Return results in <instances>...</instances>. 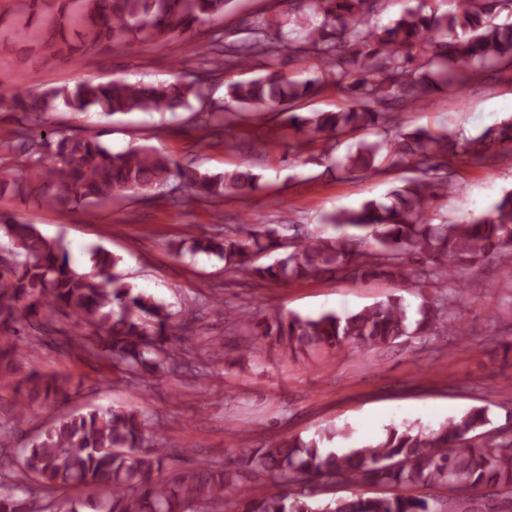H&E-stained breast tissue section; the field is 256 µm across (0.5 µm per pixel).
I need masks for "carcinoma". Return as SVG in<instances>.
I'll return each instance as SVG.
<instances>
[{"label": "carcinoma", "instance_id": "carcinoma-1", "mask_svg": "<svg viewBox=\"0 0 512 512\" xmlns=\"http://www.w3.org/2000/svg\"><path fill=\"white\" fill-rule=\"evenodd\" d=\"M231 0H22L42 25L36 34L15 30L73 64L96 53L154 41L195 25L223 19ZM304 5L283 20L259 21L233 58L207 59L201 74L208 82L181 75L167 83L84 80L41 93L27 90L0 104L25 117H39L58 100L74 113L91 110L107 116L131 112L192 110L197 126L216 135L231 134L226 113L257 108L285 115L286 127L304 139L288 151L315 140L327 152L348 137V152L336 158V173L367 175L386 166L408 168L415 176L393 189L388 201L368 200L360 208L334 211L323 223L334 233L294 226L283 239L282 224L226 228L209 236L170 243L181 255L215 256L224 274L270 284L342 276L356 282L388 279L419 290L454 288L416 309L390 296L359 311L316 317L266 314L248 326L237 311L225 319L244 329L240 349L265 345L289 356L335 357L369 352L404 336L426 342L469 332L456 314L471 269L483 264L512 265V190L487 212L452 224L433 223L434 201L453 189L448 159L466 156L483 162L512 149V121L460 138L444 128L400 129L393 103H413L442 88L460 86L497 68H512V0H450L439 11L418 0L391 24L366 26L379 0H294ZM266 59L263 72L225 84L224 98L213 95L215 75L227 65L245 69L251 57ZM312 59V77L290 80L282 57ZM332 85L349 95L339 112H298L300 99ZM194 189L214 204L247 195L260 176L246 166L231 174L201 172L151 146L113 152L96 138L58 130L17 129L0 140V195L34 197L47 206L91 209L116 200L159 199L156 190L172 181ZM0 233L13 246L0 265V374L13 373L19 349L14 338L30 327H50L64 335L55 348L80 351L107 361L130 387L164 375L197 374L200 365L172 342L167 306L124 281L119 258L104 249L91 256V269L79 273L58 240L43 236L30 222L0 210ZM91 328L76 339L54 324L58 317ZM72 379L31 371L15 381V420L29 418L37 401L68 397ZM489 408L473 407L436 428L403 422L361 446L327 448L347 428L327 427L306 437L284 438L267 448H248L236 466L201 462L165 475L175 448L152 440L165 434L149 429L141 415L120 408L96 407L57 417L30 445L0 459V512H496L484 498L469 496L482 488L512 498V435L485 430ZM479 443H471L473 439ZM268 480V486L240 484L243 474ZM391 485L381 496L353 493L321 499L317 487ZM444 486L461 493L443 504L415 493ZM80 490L81 496L69 494Z\"/></svg>", "mask_w": 512, "mask_h": 512}]
</instances>
